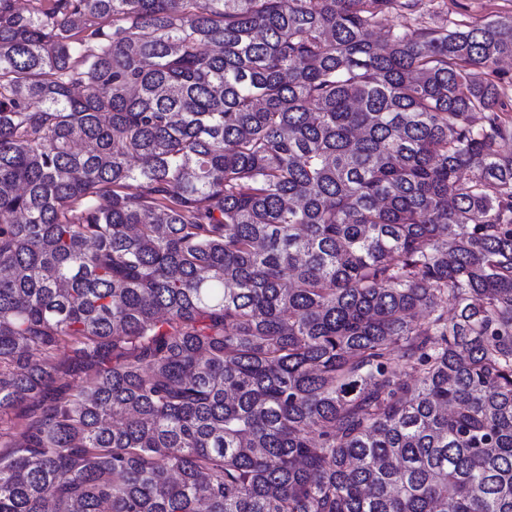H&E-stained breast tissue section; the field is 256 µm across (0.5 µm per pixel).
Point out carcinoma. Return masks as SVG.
<instances>
[{
  "instance_id": "cac0c4a2",
  "label": "carcinoma",
  "mask_w": 512,
  "mask_h": 512,
  "mask_svg": "<svg viewBox=\"0 0 512 512\" xmlns=\"http://www.w3.org/2000/svg\"><path fill=\"white\" fill-rule=\"evenodd\" d=\"M15 2L0 512H512V14Z\"/></svg>"
}]
</instances>
